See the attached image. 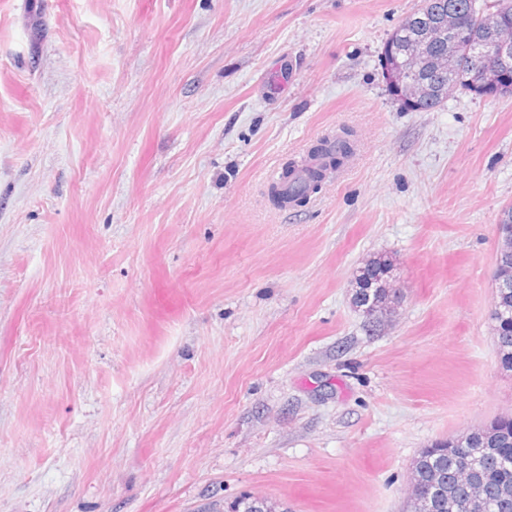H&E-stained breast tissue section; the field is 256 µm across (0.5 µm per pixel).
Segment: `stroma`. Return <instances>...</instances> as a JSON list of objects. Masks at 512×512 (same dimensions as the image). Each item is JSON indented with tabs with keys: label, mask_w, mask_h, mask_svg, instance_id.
Here are the masks:
<instances>
[{
	"label": "stroma",
	"mask_w": 512,
	"mask_h": 512,
	"mask_svg": "<svg viewBox=\"0 0 512 512\" xmlns=\"http://www.w3.org/2000/svg\"><path fill=\"white\" fill-rule=\"evenodd\" d=\"M417 3L0 0V512H404L423 448L512 413V96L406 109L381 56ZM350 150V143L344 139L323 140L312 150L311 157L323 159L324 162L316 168H298L295 165L287 167L279 185L271 189L272 199L278 204L303 202L310 192L318 190L323 172L338 167L348 157ZM302 172L306 173L305 177L301 175ZM504 272L512 270V255L500 260V266L495 264L492 270V280L495 284V297L490 311V318L499 314L500 302L499 291H504L502 296V317L493 325L497 355L502 369L506 372H512V273L508 276ZM393 265L390 260L385 259L379 262L373 258L366 262L363 266L357 268L350 281V286L353 288V301L359 308H363L364 313L370 320L379 318L383 312L386 313L390 308V304L395 295V282L396 279L391 274ZM375 268H382L384 272L376 275V278H371L370 273ZM361 288H365L367 293L366 307H362L361 297L365 298L364 292ZM372 296V299H371ZM382 302L379 304L378 302ZM370 310V315L367 311Z\"/></svg>",
	"instance_id": "1"
}]
</instances>
